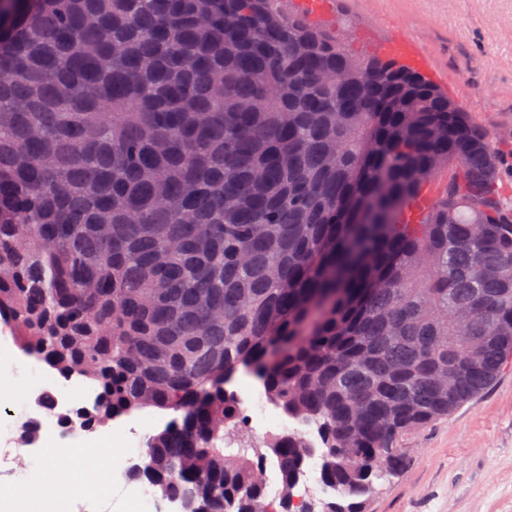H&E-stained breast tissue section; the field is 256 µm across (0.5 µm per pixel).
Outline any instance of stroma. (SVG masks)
I'll return each instance as SVG.
<instances>
[{"label": "stroma", "mask_w": 512, "mask_h": 512, "mask_svg": "<svg viewBox=\"0 0 512 512\" xmlns=\"http://www.w3.org/2000/svg\"><path fill=\"white\" fill-rule=\"evenodd\" d=\"M317 18L345 28L357 54L382 50L390 40L418 42L427 58L425 74L469 112L491 142L512 133V0H323ZM23 391L0 401V489L10 490L37 472L43 456L18 448L15 438L30 414L40 363L18 357ZM237 393L251 419V438L262 442L288 420L269 405L259 385L240 383ZM407 463L375 482L367 512H512V363L475 398L405 436ZM111 479L112 494L101 484ZM81 497L100 512H123L128 487L121 470L84 472Z\"/></svg>", "instance_id": "1"}]
</instances>
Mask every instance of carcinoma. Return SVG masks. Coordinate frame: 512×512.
Masks as SVG:
<instances>
[{
    "instance_id": "1",
    "label": "carcinoma",
    "mask_w": 512,
    "mask_h": 512,
    "mask_svg": "<svg viewBox=\"0 0 512 512\" xmlns=\"http://www.w3.org/2000/svg\"><path fill=\"white\" fill-rule=\"evenodd\" d=\"M6 7L0 323L102 398L37 405L63 430L176 413L129 476L188 512H315L313 458L321 512H365L403 437L512 354V184L487 134L282 0ZM241 368L296 423L259 447Z\"/></svg>"
}]
</instances>
